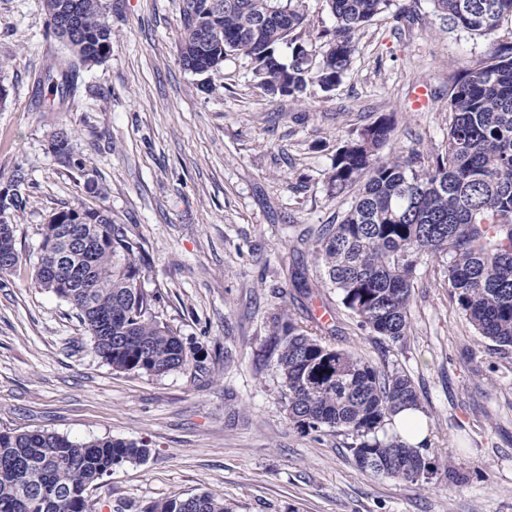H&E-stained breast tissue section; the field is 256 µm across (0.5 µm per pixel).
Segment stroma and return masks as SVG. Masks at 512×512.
<instances>
[{
    "label": "stroma",
    "instance_id": "stroma-1",
    "mask_svg": "<svg viewBox=\"0 0 512 512\" xmlns=\"http://www.w3.org/2000/svg\"><path fill=\"white\" fill-rule=\"evenodd\" d=\"M106 2L110 57L85 72L76 107L48 99L39 112L32 75L57 44L41 0H0V185L19 166L29 176L14 224L22 263L0 275V429L148 442L145 461L93 490L102 512L203 491L234 512H512V355L492 351L449 303L440 261H419L411 327L396 342L362 331L324 294L336 346L414 381L430 440L425 486L371 476L342 438L295 428L266 352L274 316L302 320L312 308L285 277H320L303 232L340 222L352 202L326 192L337 148L391 116L384 156L440 149L459 62L512 42V23L489 41L450 31L420 0L414 20L370 23L332 91L311 84L294 99L265 93L244 57L203 75L185 69L177 0ZM62 127L82 169L48 150ZM90 179L104 195L86 191ZM78 204L108 210L143 243L144 288L200 353L186 368L113 371L72 306L34 285L42 225Z\"/></svg>",
    "mask_w": 512,
    "mask_h": 512
}]
</instances>
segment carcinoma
Listing matches in <instances>:
<instances>
[{"instance_id": "cac0c4a2", "label": "carcinoma", "mask_w": 512, "mask_h": 512, "mask_svg": "<svg viewBox=\"0 0 512 512\" xmlns=\"http://www.w3.org/2000/svg\"><path fill=\"white\" fill-rule=\"evenodd\" d=\"M71 0H42L46 29L62 43L36 77V107L47 88L69 107L81 96L83 72L112 52V25L104 0H78L79 40L64 42L58 26ZM335 20L332 37L313 50L303 38L306 0H177L186 31L184 68L201 73L224 58L261 66L262 84L288 87L296 97L309 83L329 91L350 70L365 27L390 11L393 0H323ZM455 30L494 34L512 21V0H431ZM52 152L82 169L70 131ZM394 120L383 117L337 148L327 179L330 197L367 180L337 224L313 231L310 254L325 280L297 287L310 297L336 290L341 304L373 336L407 335L420 259L446 258L449 300L496 350H512V43H494L484 57L464 60L448 89V135L443 151L422 161L383 158ZM19 184L10 219L24 212L28 174ZM78 215L91 239L83 251L69 242ZM41 228L35 284L69 303L88 329L98 356L117 372L162 375L188 364L187 351L159 316V295L143 288L148 260L141 241L105 209L67 207ZM21 263L14 224H0V274ZM85 284L65 288L63 282ZM111 315L105 331L95 315ZM317 323L282 311L273 320L270 355L276 357L289 421L302 432L343 437L357 465L373 476L420 485L430 464L387 425L401 407H421L412 379L337 348ZM145 443L122 439L73 440L45 430H0V512H97L89 488L112 469L142 462ZM142 512H233L209 492L158 500Z\"/></svg>"}]
</instances>
